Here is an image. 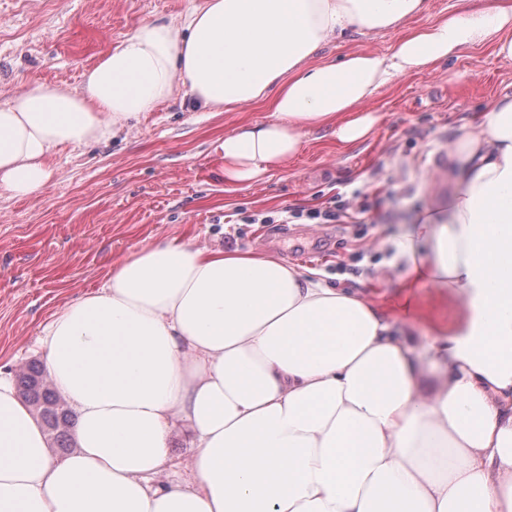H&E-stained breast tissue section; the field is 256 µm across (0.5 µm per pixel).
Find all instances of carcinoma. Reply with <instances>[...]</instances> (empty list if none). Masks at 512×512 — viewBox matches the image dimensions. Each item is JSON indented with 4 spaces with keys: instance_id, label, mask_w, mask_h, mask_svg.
Wrapping results in <instances>:
<instances>
[{
    "instance_id": "1",
    "label": "carcinoma",
    "mask_w": 512,
    "mask_h": 512,
    "mask_svg": "<svg viewBox=\"0 0 512 512\" xmlns=\"http://www.w3.org/2000/svg\"><path fill=\"white\" fill-rule=\"evenodd\" d=\"M44 374L41 364L30 362L19 374V395L36 413L49 439L59 448H69L73 444L70 411L60 402V396L45 380Z\"/></svg>"
}]
</instances>
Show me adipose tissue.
I'll return each instance as SVG.
<instances>
[{"instance_id": "adipose-tissue-1", "label": "adipose tissue", "mask_w": 512, "mask_h": 512, "mask_svg": "<svg viewBox=\"0 0 512 512\" xmlns=\"http://www.w3.org/2000/svg\"><path fill=\"white\" fill-rule=\"evenodd\" d=\"M425 10L196 0L141 23L78 88L28 82L0 102V191L38 197L62 148L109 139L181 88L212 112L271 103L272 121L219 144L238 185L284 166L308 129L365 138L369 102L399 77L485 44L512 61V0ZM401 28L387 54L320 57L351 31ZM444 167L447 207L398 244L393 310L276 255L165 240L114 263L39 339L71 452L50 453L0 370V512H512V91L457 129ZM424 283L452 321L426 317Z\"/></svg>"}]
</instances>
